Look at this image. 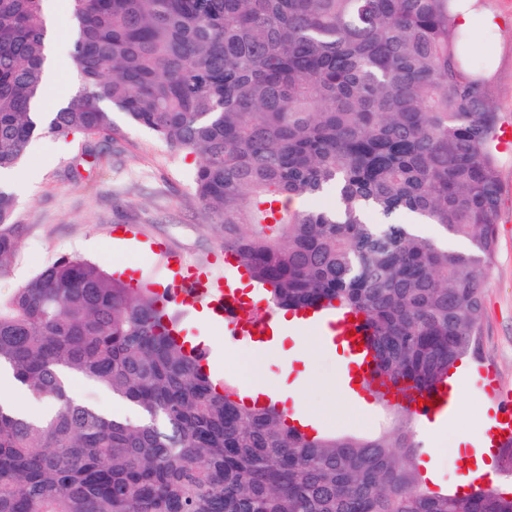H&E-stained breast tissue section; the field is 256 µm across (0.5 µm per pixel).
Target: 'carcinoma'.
<instances>
[{
  "mask_svg": "<svg viewBox=\"0 0 512 512\" xmlns=\"http://www.w3.org/2000/svg\"><path fill=\"white\" fill-rule=\"evenodd\" d=\"M47 2L0 0V174L37 135L112 140L117 109L198 158L203 220L269 306L362 313L381 382L405 390L473 351L499 128L453 0H67L81 90L43 113ZM327 192L333 208L288 205ZM19 249L0 184V276ZM1 369L46 410L0 406V512H512L497 486L431 489L415 415L378 390L386 427L363 438L239 403L147 289L77 257L0 298ZM75 377L138 418L74 397Z\"/></svg>",
  "mask_w": 512,
  "mask_h": 512,
  "instance_id": "carcinoma-1",
  "label": "carcinoma"
}]
</instances>
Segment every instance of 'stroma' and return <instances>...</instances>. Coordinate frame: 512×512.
<instances>
[{"label": "stroma", "mask_w": 512, "mask_h": 512, "mask_svg": "<svg viewBox=\"0 0 512 512\" xmlns=\"http://www.w3.org/2000/svg\"><path fill=\"white\" fill-rule=\"evenodd\" d=\"M481 8L498 15L500 30L471 42L480 64L495 62L489 76L491 102L501 121L512 122V0H481ZM119 127L112 139L43 137L32 142L16 170L21 246L0 277V294L9 295L60 257H80L114 271L134 266V280L164 286L172 274L156 256L113 247L121 227L139 228L153 242L182 258L225 271L217 226L204 223L192 193L194 157L173 158L151 131L131 125L115 113ZM500 203L496 219V255L483 292V321L468 364L492 366L503 386L512 390V151L496 154ZM181 329L212 340L209 360L224 379L241 383L249 375V346L224 337L222 326L200 317L198 310L170 307ZM311 374L301 405L321 417L326 428L356 435L378 431L383 413L377 404L361 412L340 406L335 386L341 363L335 354L313 346ZM486 401L477 385L464 393L455 417L441 432L422 438L416 459L433 461L435 483L455 492L462 482V457L472 453L485 424Z\"/></svg>", "instance_id": "obj_1"}]
</instances>
